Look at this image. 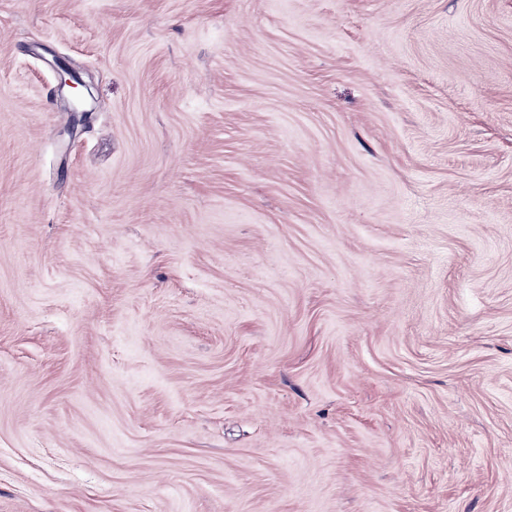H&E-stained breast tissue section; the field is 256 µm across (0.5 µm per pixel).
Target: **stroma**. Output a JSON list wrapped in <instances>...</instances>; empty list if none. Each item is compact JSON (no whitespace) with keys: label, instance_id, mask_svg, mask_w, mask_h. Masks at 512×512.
Listing matches in <instances>:
<instances>
[{"label":"stroma","instance_id":"35a3bbf8","mask_svg":"<svg viewBox=\"0 0 512 512\" xmlns=\"http://www.w3.org/2000/svg\"><path fill=\"white\" fill-rule=\"evenodd\" d=\"M0 512H512V0H0ZM51 67L57 75L60 90L65 88L76 90L64 101V111L70 112L66 132L73 134L77 126L85 121L87 114L94 110L91 87L69 65L56 60ZM79 87H82L85 92L78 90Z\"/></svg>","mask_w":512,"mask_h":512}]
</instances>
